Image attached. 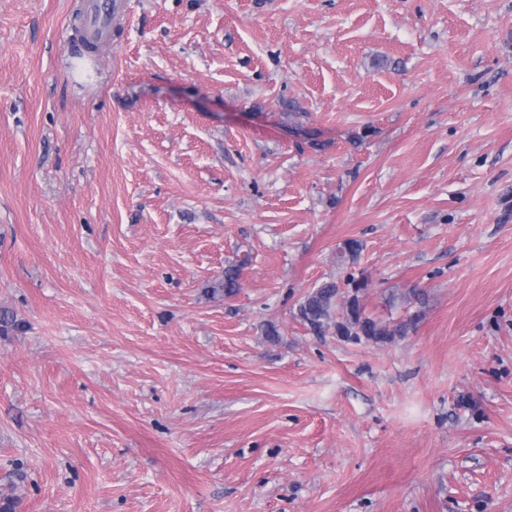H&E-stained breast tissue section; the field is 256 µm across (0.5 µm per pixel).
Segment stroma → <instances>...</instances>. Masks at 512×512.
Segmentation results:
<instances>
[{
  "instance_id": "obj_1",
  "label": "stroma",
  "mask_w": 512,
  "mask_h": 512,
  "mask_svg": "<svg viewBox=\"0 0 512 512\" xmlns=\"http://www.w3.org/2000/svg\"><path fill=\"white\" fill-rule=\"evenodd\" d=\"M125 2L0 0V499L512 512V0ZM124 8L123 0H86L84 21L93 40L108 33L110 23ZM353 285V294L347 297L341 296L334 281L312 289L299 305L300 317L314 330L333 329L337 336L360 342H389L395 336L406 335L413 327L411 319L390 326L367 316L359 299L366 284L354 280Z\"/></svg>"
}]
</instances>
